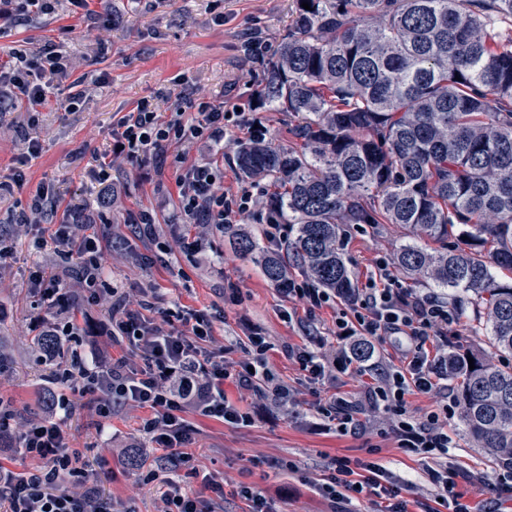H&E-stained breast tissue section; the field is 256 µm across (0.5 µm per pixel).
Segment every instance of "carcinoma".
Returning <instances> with one entry per match:
<instances>
[{
	"label": "carcinoma",
	"instance_id": "obj_1",
	"mask_svg": "<svg viewBox=\"0 0 512 512\" xmlns=\"http://www.w3.org/2000/svg\"><path fill=\"white\" fill-rule=\"evenodd\" d=\"M260 101L288 114L300 145L248 139L235 161L273 188L265 206L288 242L226 224L234 249L277 288L287 251L348 296V225L389 224L403 231L400 272L485 305L489 345L512 355V0H293ZM28 347L63 354L41 332ZM21 351L0 334V363ZM448 375L468 440L512 470V365L451 351Z\"/></svg>",
	"mask_w": 512,
	"mask_h": 512
}]
</instances>
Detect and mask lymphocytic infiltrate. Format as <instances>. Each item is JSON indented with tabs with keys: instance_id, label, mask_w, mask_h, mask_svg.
<instances>
[{
	"instance_id": "f902f5d3",
	"label": "lymphocytic infiltrate",
	"mask_w": 512,
	"mask_h": 512,
	"mask_svg": "<svg viewBox=\"0 0 512 512\" xmlns=\"http://www.w3.org/2000/svg\"><path fill=\"white\" fill-rule=\"evenodd\" d=\"M72 61L61 48L46 45L35 57L15 53L0 63V96L26 98L40 105L51 81L68 76ZM186 107L160 120L149 101L143 100L123 115L112 128V145L129 162L163 170L171 146L218 143L226 127L253 128L255 122L240 111L229 112L201 97L185 96ZM193 110L194 121L183 118ZM223 172L218 162L194 163L182 167L177 178L183 224L202 225L210 233L226 224H236L247 215L265 226V237L275 246L288 241V227L275 223L249 194L225 193ZM87 217L75 209L51 239H36L37 247L52 243L55 251L77 259L81 275L68 284L33 271V289L44 301L69 305L109 306L112 316L106 334L113 344L124 347L121 357L108 349L85 346L79 326L62 312L45 320L49 335L57 337L65 356L52 359L54 391L47 411L16 421L11 402L0 396V436L29 465L14 471L0 465V505L6 512H113L112 501L104 497L79 457L72 452L64 428L66 414L74 407L71 393H78L86 407L102 420L114 410L147 409L137 436L125 438L116 456L132 457L138 450H164L166 463L157 468L137 464L138 482L157 484L161 489L156 512H223L224 477L201 472L189 449L196 431L186 420L187 411L246 428L254 426V412L230 402L225 384L251 390L265 405L282 407L290 392L276 380L268 359L270 344L262 334L248 338L244 354L231 358L230 346L215 336L213 314L191 309H156L154 289L129 292L115 287L107 278L103 249L99 241L85 235ZM375 274L348 297L320 288L310 281L289 280L287 296L315 309L339 304L336 331L338 349L330 355L305 348L289 350L312 382L334 380L352 363L353 340H381L400 336L406 345L400 351L402 368L385 373L369 386L364 403L388 414L391 431L406 455L427 462V475L436 497L449 512H472L458 489V473L448 466V417L453 411L447 396H440L423 421H414L406 397L412 392L430 393L441 378L442 355H428L425 345L433 336H447L457 317L443 300L413 295L397 287L386 259H378ZM201 478L207 496L188 485ZM314 488L328 503H366L367 512H410L397 482L380 461L340 456L334 458Z\"/></svg>"
}]
</instances>
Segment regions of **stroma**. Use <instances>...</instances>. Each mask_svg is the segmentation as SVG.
I'll list each match as a JSON object with an SVG mask.
<instances>
[{
  "mask_svg": "<svg viewBox=\"0 0 512 512\" xmlns=\"http://www.w3.org/2000/svg\"><path fill=\"white\" fill-rule=\"evenodd\" d=\"M90 7L102 21H112L111 31L86 21L70 0H54L49 13L31 14L0 30V62L9 59L11 50L32 55L51 41L60 44L75 63L71 77L55 80L39 108L37 126L29 124L27 102H16L0 112V181L9 182L19 167L26 173L23 185L0 192V225L19 222L20 201L42 183L50 185L59 199L56 210L47 216L48 223L63 221L70 207L96 214L104 192L97 176L99 164L113 161L112 182L122 204L110 213V226L86 227L88 235L103 241L112 283L128 290L155 289L161 309L177 303L196 310H223L224 319L216 323L215 334L236 344L262 331L272 344L269 361L275 376L298 399L290 410L270 409L250 428L187 412V420L197 430L194 454L208 470L224 476V512H247L246 502L233 493L241 483L288 488L290 496L279 502L280 512H326V504L303 485L302 476L322 477L334 457L364 458L373 447L393 477L408 480L402 495L409 500L411 512H432L433 487L423 462L401 452L392 434H380L377 417L362 411L360 433L341 436L312 406L318 395L360 398L376 383V372L341 374L315 391L285 352L286 347L304 345L333 352L338 346L336 306L308 311L272 286L255 263L237 255L223 235L204 236L196 225L171 223L170 216L179 206L174 165H167L159 175L152 166L111 157L113 123L142 100L150 101L160 119H168L176 106L174 86L181 80L225 110L251 113L267 136L288 144L292 136L286 114L255 103L264 64L254 59L244 42L255 34L277 47L288 32L292 0H92ZM103 72L107 82L92 90L79 108L64 111L73 80L89 82ZM247 136V130L229 127L213 148L174 146L170 152L183 154L189 164L223 160L225 191L253 193L257 184L239 174L231 150L233 143ZM35 137L42 145L39 156L19 166L28 139ZM143 210L155 217L156 238L151 242L138 240L132 233L131 223ZM401 239L400 231L388 224L351 225L344 249L355 282H364L374 271L376 258H392ZM167 243L171 252L161 253L160 245ZM193 243L200 245L199 254H191ZM4 244L11 248L13 259L0 275V330L23 341L33 335L35 319L47 313L31 292V272L41 268L67 283L74 279L77 265L55 254L53 247L36 248L25 236L5 238ZM233 283L242 291L236 304L224 300L225 289ZM448 307L458 316L459 326L457 335L445 337V344L492 356L483 308L468 300L449 301ZM49 373L48 366L34 363L9 371L17 408H39ZM142 416L139 410H118L102 430L89 410L78 407L65 420L72 448L82 453L98 489L114 502L117 512H154L156 507V487L136 486L132 471L111 454L98 451L106 437L121 439L135 433ZM448 435V463L461 474L459 485L466 502L481 505L483 512H512V471L494 466L482 449L469 443L459 415L449 416ZM256 458L261 461L257 467L252 464ZM281 458L295 461L298 472L276 469L274 463Z\"/></svg>",
  "mask_w": 512,
  "mask_h": 512,
  "instance_id": "obj_1",
  "label": "stroma"
}]
</instances>
